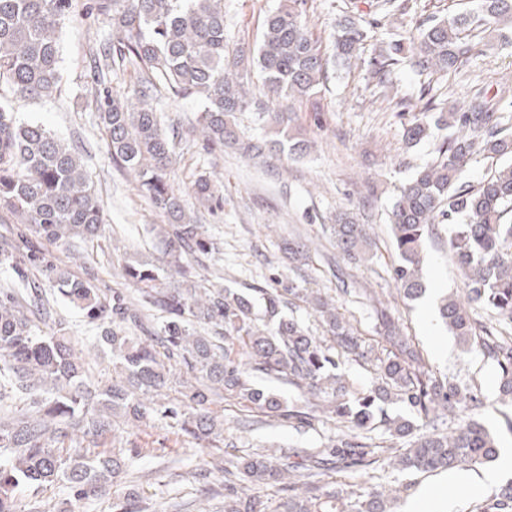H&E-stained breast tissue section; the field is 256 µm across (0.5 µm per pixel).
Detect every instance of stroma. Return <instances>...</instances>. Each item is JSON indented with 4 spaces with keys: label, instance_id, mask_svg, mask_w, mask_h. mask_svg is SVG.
<instances>
[{
    "label": "stroma",
    "instance_id": "obj_1",
    "mask_svg": "<svg viewBox=\"0 0 512 512\" xmlns=\"http://www.w3.org/2000/svg\"><path fill=\"white\" fill-rule=\"evenodd\" d=\"M280 2L224 0L227 49L241 42L258 44L267 14ZM374 2L306 0L305 16L323 52L332 50L330 34L337 19L356 9L370 23V46L375 49L387 42L390 33L409 34L428 17L453 15L469 5L468 0H416L414 12L390 16ZM111 35L107 19L87 16L84 6H77L58 31L61 82L57 93L48 100L13 103L18 122L41 123L81 156L99 190L102 238L52 245L0 211V290L24 298L32 285H39L50 305L49 316L37 322L41 333L61 331L70 336L81 349L91 376L102 383L112 377V361L92 348L99 330L49 283V270H65L111 296L113 290L127 286L122 277L125 264H161L166 241L154 228L167 221L141 192L138 181L113 162L98 130L88 49L94 37ZM480 40L482 55L471 59L461 72L421 76L403 65L393 72V88L385 93L374 91L363 62L331 67L320 93L309 98H270L261 78L253 77L250 89L255 100L271 110L289 113L291 132L312 143L311 152L302 157L273 151L248 159L230 147H207L192 131L203 107L200 96L165 95L156 107L172 146L169 181L182 193L187 214L202 224L214 244L204 261L187 258L190 279H208L232 288L268 287L276 278L292 281L335 297L354 330L368 341L375 338L379 322L366 293L383 294L400 318L402 335L419 345L434 369L478 389L485 402L480 419L506 452L512 450V406L498 401L499 368L480 353L461 351L439 317V295L459 296L464 289L448 251L447 225H440L426 243V290L420 298L402 301L391 279L397 256L388 210L401 184L415 166L431 159L433 150L428 141L406 147L404 128L409 118L397 107L396 96L416 95L420 86L427 85L442 107L448 108L486 89L496 96L504 127L512 132V46L486 32ZM203 175L222 190V207H208L194 195L192 185ZM341 212L353 213L369 228L373 250L361 265L347 262L332 239L331 226ZM291 241L308 246L307 263L289 262L286 245ZM223 415L227 442L242 452L258 446L316 448L338 433L330 422L303 428L284 421L251 426L248 413L228 401L223 404ZM75 445L95 451L115 445L142 449V457L133 466L134 483L151 512H196L200 507L221 512L224 506L223 498L206 500L199 487L169 486L171 473L202 466L203 457L166 420L137 427L117 417L110 437L81 434ZM380 476L401 487L396 512H409L427 491L455 502V512H475L495 494L491 488L478 493L461 491L455 471L411 472L387 465Z\"/></svg>",
    "mask_w": 512,
    "mask_h": 512
}]
</instances>
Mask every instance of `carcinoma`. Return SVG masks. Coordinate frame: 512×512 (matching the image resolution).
I'll use <instances>...</instances> for the list:
<instances>
[{
    "instance_id": "cac0c4a2",
    "label": "carcinoma",
    "mask_w": 512,
    "mask_h": 512,
    "mask_svg": "<svg viewBox=\"0 0 512 512\" xmlns=\"http://www.w3.org/2000/svg\"><path fill=\"white\" fill-rule=\"evenodd\" d=\"M304 0H284L267 15L258 50L241 44L225 48L224 0H92L112 26V41L95 43L90 55L97 75L95 97L99 129L114 163L135 173L142 191L169 224L160 226L169 240L167 267L184 272L189 254H207L213 243L202 225L186 215L182 193L168 181L170 142L153 101L163 94L199 95L204 109L198 125L206 144L238 145L262 155L283 142L240 135L236 114L266 109L250 93L252 70L277 96L310 97L328 79L332 62L351 65L365 51L363 16L341 17L331 33L333 57L321 50L302 20ZM413 0H378L388 15H404ZM465 13L428 19L408 38L393 39L370 58L376 88L391 83L395 67L405 63L419 74L456 73L482 54L475 33L491 30L512 44V0H472ZM76 0H0V89L19 99H49L59 88L58 28L75 11ZM131 66L141 74L137 102L112 95V73ZM397 105L417 111L404 129L413 147L442 132L435 157L416 168L392 203L389 222L398 252L392 278L401 297L413 300L425 286L421 254L430 227L452 226L448 246L465 277L461 297L443 300L439 315L464 351L479 349L496 360L499 393L512 401V162L494 169L476 185L466 181L475 154L512 159V134L499 127L493 98L477 92L448 112L422 86L416 99ZM193 192L215 204L222 196L207 178ZM0 209L29 224L49 244L74 237L102 236L96 190L81 157L37 123L19 124L9 104L0 102ZM331 233L351 260H365L371 238L365 225L344 213ZM154 264H127L122 273L143 301L169 314L160 331L142 328L126 296L102 297L88 281L56 273L69 303L103 327L100 339L112 355V380L92 384L82 357L68 336H43L13 297L0 292V390L23 396L44 393L38 410L0 423V512H20L17 493L38 494L61 483L76 501L107 492L130 475L140 456L136 448L91 452L65 441L88 428L111 431L112 415L131 423H149L156 415L190 438L200 449L224 441V419L213 406L235 400L265 418L308 424L321 412L348 433L329 437L318 448L270 453L257 448L224 457L186 472L210 494L224 495V512H391L397 489L369 484L348 492L322 483L323 477L350 468L367 474L383 464L382 446L372 432L382 425L390 435L408 439L397 465L408 471L473 467L494 461L496 440L478 420L484 401L468 386L428 366L422 353L397 324L382 313V329L393 349L377 357V385L364 392L339 371V355L362 348L361 337L336 300L302 288H201L186 280L168 288ZM301 299L320 319L329 340L310 334L285 314L291 299ZM484 309L498 324L476 322ZM181 363L194 382L173 387L172 368ZM294 387L303 404L289 407L255 383L253 374ZM175 396H170V392ZM404 403L421 425L384 414L390 398ZM457 427H445L448 416ZM276 487L286 493L277 505L258 493ZM139 493L130 488L112 503L114 512H143ZM477 512H512V485Z\"/></svg>"
}]
</instances>
